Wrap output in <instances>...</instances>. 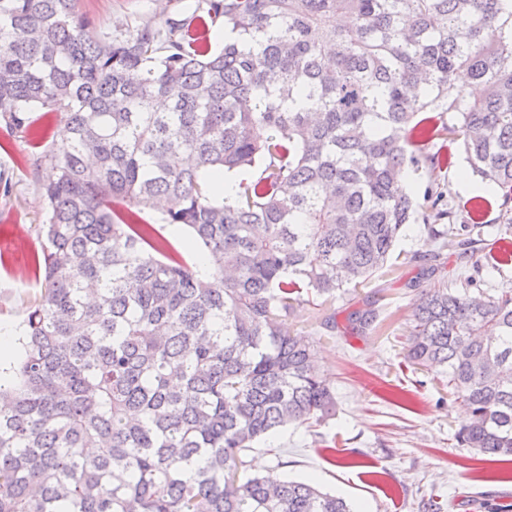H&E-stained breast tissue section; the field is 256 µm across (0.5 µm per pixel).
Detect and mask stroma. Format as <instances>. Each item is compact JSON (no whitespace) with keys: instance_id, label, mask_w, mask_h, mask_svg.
I'll return each instance as SVG.
<instances>
[{"instance_id":"35a3bbf8","label":"stroma","mask_w":512,"mask_h":512,"mask_svg":"<svg viewBox=\"0 0 512 512\" xmlns=\"http://www.w3.org/2000/svg\"><path fill=\"white\" fill-rule=\"evenodd\" d=\"M79 6L95 34L108 38L118 26L132 29L146 20L161 26L175 12L191 14L196 0H80ZM32 121L29 133L10 132L0 122V170L12 182L9 195H0V233L11 240L9 254H0V331L17 330L43 288L33 271L46 219L34 161L57 151L65 122L62 113L43 110L33 112ZM434 148L451 155L452 166L435 177L406 167V183L419 199L438 184L455 211L454 226L483 224L481 242L464 254L457 234L434 241L425 224L414 221L387 266L366 285L344 288L334 302L307 305L302 317L288 320L290 333L317 341L319 363L332 377L336 413L256 444L245 456L246 475L315 479L356 512H426L433 496L447 501L446 512H503L512 505V464L460 446L456 435L467 415L449 395L445 378L404 360L420 290L442 283L453 288L472 274L486 293L512 288V263L496 257L501 242L512 243V203L504 204L496 191L481 192L476 175L471 189L461 190L458 175L468 168L462 150L440 140ZM434 251L438 268L421 278ZM356 310L376 315L360 334L348 327Z\"/></svg>"}]
</instances>
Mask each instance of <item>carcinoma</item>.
<instances>
[{
	"label": "carcinoma",
	"mask_w": 512,
	"mask_h": 512,
	"mask_svg": "<svg viewBox=\"0 0 512 512\" xmlns=\"http://www.w3.org/2000/svg\"><path fill=\"white\" fill-rule=\"evenodd\" d=\"M505 2L198 0L105 41L79 0H0V119L66 124L42 184L43 291L0 389V512H354L312 480H240L242 454L335 411L314 341L283 327L388 262L420 208L405 166L451 165L430 152L447 135L512 201ZM248 168L233 199L208 194ZM146 209L188 231L200 265ZM451 217L430 196L432 239ZM412 322L406 359L469 413L458 442L512 462V289L429 288Z\"/></svg>",
	"instance_id": "carcinoma-1"
}]
</instances>
